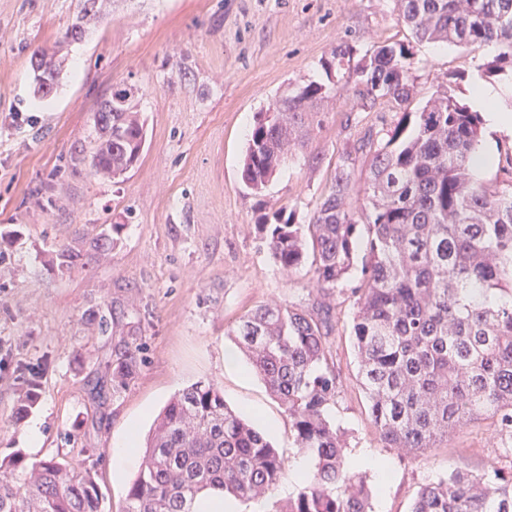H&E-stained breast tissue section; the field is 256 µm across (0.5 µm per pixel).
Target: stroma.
I'll return each instance as SVG.
<instances>
[{"label":"stroma","instance_id":"obj_1","mask_svg":"<svg viewBox=\"0 0 512 512\" xmlns=\"http://www.w3.org/2000/svg\"><path fill=\"white\" fill-rule=\"evenodd\" d=\"M82 0H0V457L25 463L67 460L91 470L103 512H122L135 471L115 475L110 448L127 427L145 437L180 389L217 384L225 402L256 420L281 455L305 457L282 406L257 375L224 369L227 331L256 305L310 309L319 293L310 269L283 272L262 242V218L286 207L308 223L357 128L345 124L353 86L344 70L325 72L337 45L354 58L402 43L413 54L418 111L457 75L468 104L482 79L512 87V73L486 72L491 50L418 42L398 21L396 0H112L47 97L34 92L30 59L64 40ZM333 81L322 122L261 193L241 180V159L257 113L290 90ZM136 89L146 123L139 161L101 180L74 170L88 154L92 115L114 86ZM120 225L105 256L90 247ZM82 263L60 274L61 250ZM360 275L352 269L326 302L335 330L328 365L338 380L331 418L348 432L352 458H386L390 482L367 476L373 512H409L419 488L439 474L512 472V438L488 423L453 432L444 448L414 456L385 447L368 417L351 342ZM142 343L136 377L105 403L86 382L109 378L122 342ZM38 373L30 416L42 417V446L27 448L13 422L29 370Z\"/></svg>","mask_w":512,"mask_h":512}]
</instances>
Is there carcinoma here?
I'll list each match as a JSON object with an SVG mask.
<instances>
[{
	"label": "carcinoma",
	"instance_id": "obj_1",
	"mask_svg": "<svg viewBox=\"0 0 512 512\" xmlns=\"http://www.w3.org/2000/svg\"><path fill=\"white\" fill-rule=\"evenodd\" d=\"M104 0H83L65 34L78 40L84 21ZM399 19L420 42L478 51L495 48L489 72L512 69V0H397ZM65 58L34 53L35 93L55 89ZM413 62L401 44H385L348 71L356 90L350 126L378 101L400 114L384 136L368 129L339 157L331 184L308 224L280 208L259 225L279 267L292 274L311 263L315 287L332 293L364 254L352 288L353 345L369 417L388 448L411 453L440 448L448 435L478 420L512 436V156L491 187L472 171L481 142V114L452 90L436 92L419 112ZM330 87L310 83L282 99L281 111L258 113L241 179L260 191L281 169L298 127L321 124L316 107ZM96 133L88 166L111 178L138 161L144 122L133 102L109 98L93 114ZM330 307L303 311L260 304L230 329L254 373L290 419L297 446L314 474L273 512H372L366 475L347 453L346 432L332 423L337 377L327 362ZM139 345L125 343L112 361V393L137 374ZM30 376L14 412L19 422L36 401ZM92 399L107 385L87 380ZM0 512H102L92 472L64 461L31 466L3 458ZM288 464L265 434L224 402L211 382L180 390L158 415L123 512H194L202 493L247 503L274 490ZM410 512H512V473L454 470L421 486Z\"/></svg>",
	"mask_w": 512,
	"mask_h": 512
}]
</instances>
